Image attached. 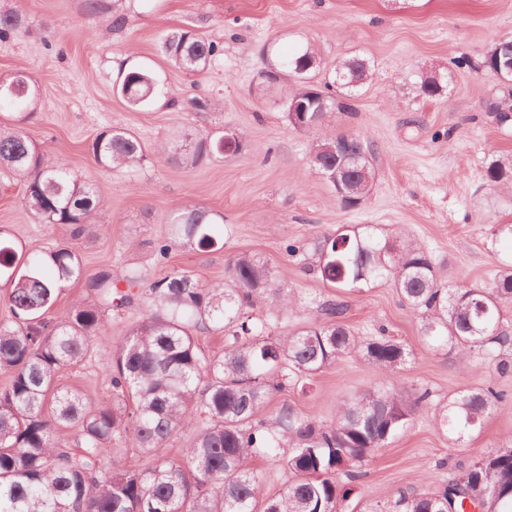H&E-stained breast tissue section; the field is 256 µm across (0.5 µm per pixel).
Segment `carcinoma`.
Masks as SVG:
<instances>
[{"label": "carcinoma", "instance_id": "cac0c4a2", "mask_svg": "<svg viewBox=\"0 0 512 512\" xmlns=\"http://www.w3.org/2000/svg\"><path fill=\"white\" fill-rule=\"evenodd\" d=\"M161 52L174 67L202 72L221 55L219 43L191 28L160 39ZM278 71L300 83L288 102L307 101L321 60L308 43L290 53L269 47ZM371 75L369 61H340L324 82L326 107L305 113L297 131L322 128L338 97H352ZM117 93L132 109L160 99L164 91L152 71L121 70ZM512 101V75L499 81L486 105L504 126L502 108ZM345 143L350 156L341 185L354 205L363 195L348 184L360 179L357 165L370 162L374 147L350 135L325 134L314 140L310 162L321 174L336 172L328 148ZM106 169H132L147 158L143 142L125 128L110 127L91 144ZM160 160L195 167L224 155V132L204 136L175 133L157 144ZM360 157L354 164L351 157ZM0 168L23 178L26 209L42 223L66 224L70 234H85L90 216L103 206L95 187L71 175L66 162L41 151L19 128L0 125ZM489 182L512 185V165L494 161ZM190 244L207 251L224 245L222 217L186 206L168 225L167 236L151 243L152 256L165 262L173 246ZM288 255L331 288L362 292L390 283L418 316L427 343L457 350L467 367L480 358L499 374L512 373L509 328L504 309L512 305V268L488 286L450 288L438 278L430 252L402 230L373 226L342 228L303 244L290 243ZM83 282L84 297L59 320L47 318L58 302L60 279ZM280 272L248 252L229 258L224 281L202 284L187 271H172L140 287L131 274L125 285L112 270L87 275L69 246L52 244L30 254L0 227V285L9 290L11 318L0 321V512H340L350 485L366 476L373 453L405 430L423 411H434L435 425L464 437L482 428L506 400L492 386L460 391L450 401H432L427 390L413 391L399 381L413 351L380 329L359 336L348 325L350 303L341 296L323 301L303 327L277 333L248 314L255 307L281 315L297 304L279 285ZM141 301L142 319L129 326L117 349L97 356L93 337L120 313ZM224 335V349L206 355L197 333ZM99 357L109 378L111 398L94 403L78 386L63 385L67 369ZM360 359L389 377L360 390L336 406L324 424L290 407L266 417L274 393L346 359ZM196 434L178 458L166 443L176 433ZM137 448L148 458L130 465L116 448ZM281 457L291 480L277 494H261L259 458ZM512 512V448L490 451L468 468L439 483L433 492L402 491L384 506L364 512Z\"/></svg>", "mask_w": 512, "mask_h": 512}]
</instances>
